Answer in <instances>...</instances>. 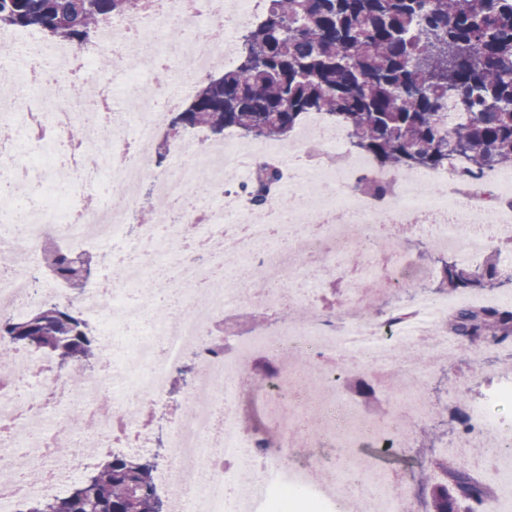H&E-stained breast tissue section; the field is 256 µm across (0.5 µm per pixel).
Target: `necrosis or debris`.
Listing matches in <instances>:
<instances>
[{
	"instance_id": "1",
	"label": "necrosis or debris",
	"mask_w": 512,
	"mask_h": 512,
	"mask_svg": "<svg viewBox=\"0 0 512 512\" xmlns=\"http://www.w3.org/2000/svg\"><path fill=\"white\" fill-rule=\"evenodd\" d=\"M260 18L257 0H144L138 13L102 22L89 48L49 43L31 29L0 30V69L12 72L0 85V120L22 117L25 134L20 143L0 142V177L13 185L0 194V209L33 197L44 203L18 209L17 225H0V250L15 257L0 272V318L21 319L53 299L102 329L100 369L84 388L62 385V369L45 352L12 349L0 363V512L61 495L100 454L153 448L147 406L173 412L156 474L169 512H422L407 469L393 475L380 464L411 447L437 412L424 390L427 368L401 365L400 352L422 346L433 367L460 345L449 330L455 304L420 289L433 272L404 259L393 227L411 225L435 250L474 261L512 233V172L472 177L456 164L383 173L346 150L342 126L315 118L287 149L261 154L240 141L187 138L172 171H158L156 135L170 112L203 75L233 63L237 34ZM173 26L184 32L180 41L164 38ZM101 55L111 56L116 73H171L165 93L149 82L130 88L136 124L112 110V82L93 65ZM262 159L288 170L289 207L271 197L256 210L243 195L241 184ZM105 177L124 207L73 196V185ZM202 181L215 203L195 193ZM378 184L386 195H374ZM146 185L166 205L155 223L137 225ZM176 200L190 203L177 221L169 208ZM187 224L194 239L183 234ZM51 245L95 255L98 272L80 294L46 278L33 285ZM119 245L125 255L116 254ZM165 256L177 269L170 285L182 293L181 306L160 312L155 294L143 290L127 303V289L157 277ZM257 266L287 267L289 286L253 285ZM339 269L354 278L335 317L310 298ZM147 318L149 331L116 345L113 324ZM252 355L274 356L275 366L251 386L237 368ZM189 357L194 388L175 409L172 375ZM357 370L389 383L384 418L337 394L341 377ZM250 395L272 408L271 431L242 430L240 403ZM490 405L512 407L511 372L497 374L486 407L438 447L448 460L472 457L490 469L494 493L484 512L512 502V419L489 415ZM73 418L82 422L77 436ZM302 440L344 448L342 466L299 459ZM174 470L181 484L170 483Z\"/></svg>"
}]
</instances>
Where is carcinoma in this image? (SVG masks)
I'll use <instances>...</instances> for the list:
<instances>
[{
  "label": "carcinoma",
  "mask_w": 512,
  "mask_h": 512,
  "mask_svg": "<svg viewBox=\"0 0 512 512\" xmlns=\"http://www.w3.org/2000/svg\"><path fill=\"white\" fill-rule=\"evenodd\" d=\"M266 0L260 23L247 28L235 68L170 113L172 130L200 129L224 140H281L312 112L343 125L351 145L379 166L397 170L448 166L455 158L477 176L512 160V0ZM142 0H0V28H32L50 40L82 46L93 41L102 17L135 14ZM281 180L265 161L243 186L253 208L264 206ZM89 254L49 250L46 272L74 292L88 279ZM505 277L498 254L472 268L451 256L437 260L436 280L454 292L482 293ZM469 343L512 338V306L459 309L451 319ZM0 338L11 348L53 354L68 380L83 386L96 376L99 340L81 313L47 302L23 320L0 318ZM435 467L443 479L430 487L431 512H458L480 501L486 488L471 474ZM155 462L113 456L62 495L33 498L22 512H157Z\"/></svg>",
  "instance_id": "1"
}]
</instances>
